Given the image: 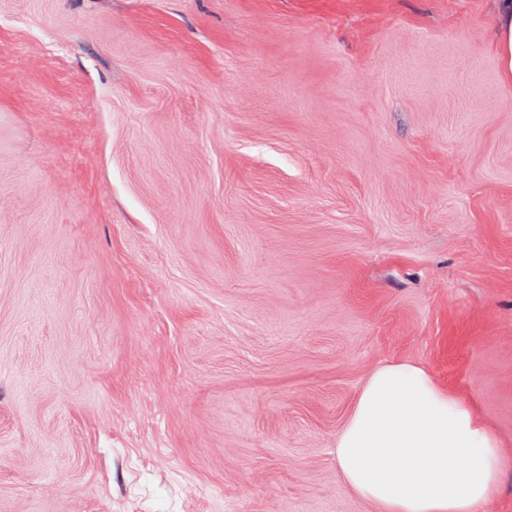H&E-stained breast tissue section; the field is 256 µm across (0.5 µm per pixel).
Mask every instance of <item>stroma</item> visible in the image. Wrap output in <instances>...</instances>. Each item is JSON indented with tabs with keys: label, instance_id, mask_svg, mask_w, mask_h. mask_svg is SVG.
I'll list each match as a JSON object with an SVG mask.
<instances>
[{
	"label": "stroma",
	"instance_id": "1",
	"mask_svg": "<svg viewBox=\"0 0 512 512\" xmlns=\"http://www.w3.org/2000/svg\"><path fill=\"white\" fill-rule=\"evenodd\" d=\"M496 0H0V512H374L411 362L506 451Z\"/></svg>",
	"mask_w": 512,
	"mask_h": 512
}]
</instances>
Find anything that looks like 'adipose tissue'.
<instances>
[{"label":"adipose tissue","instance_id":"1","mask_svg":"<svg viewBox=\"0 0 512 512\" xmlns=\"http://www.w3.org/2000/svg\"><path fill=\"white\" fill-rule=\"evenodd\" d=\"M334 454L375 512H482L505 460L474 407L407 362L371 373Z\"/></svg>","mask_w":512,"mask_h":512}]
</instances>
